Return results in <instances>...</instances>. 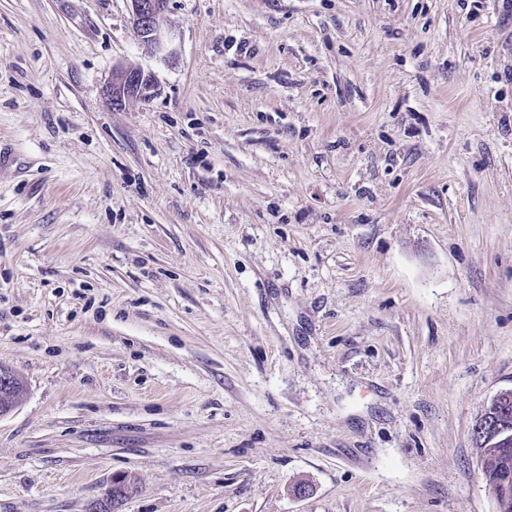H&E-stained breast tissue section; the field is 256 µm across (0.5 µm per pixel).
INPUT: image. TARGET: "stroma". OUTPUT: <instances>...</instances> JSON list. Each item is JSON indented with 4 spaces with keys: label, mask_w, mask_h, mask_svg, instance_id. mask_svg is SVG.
<instances>
[{
    "label": "stroma",
    "mask_w": 512,
    "mask_h": 512,
    "mask_svg": "<svg viewBox=\"0 0 512 512\" xmlns=\"http://www.w3.org/2000/svg\"><path fill=\"white\" fill-rule=\"evenodd\" d=\"M0 365V512H497L512 0H0ZM132 16L142 41L150 48L156 47L161 19L166 8L165 0H131ZM156 91L153 77L143 70L120 67L113 73L106 85L107 104L120 107L126 100L150 98ZM476 434L483 442L484 448H510L512 447V426L508 429L506 426L482 424L475 428Z\"/></svg>",
    "instance_id": "stroma-1"
}]
</instances>
